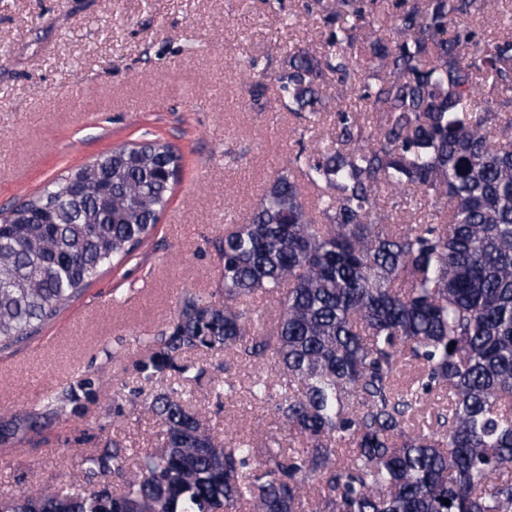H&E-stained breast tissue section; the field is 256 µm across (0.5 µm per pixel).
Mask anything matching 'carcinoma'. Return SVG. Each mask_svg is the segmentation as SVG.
I'll return each mask as SVG.
<instances>
[{
  "mask_svg": "<svg viewBox=\"0 0 512 512\" xmlns=\"http://www.w3.org/2000/svg\"><path fill=\"white\" fill-rule=\"evenodd\" d=\"M379 2L336 0L334 51L293 52L277 81L314 118L326 66L382 123L337 113L328 147L297 156L215 242L222 287L184 298L135 363L147 381L175 376L148 397L161 446L86 448L81 484L0 494V512H512V119L478 106L476 82L512 91V36L482 40L471 0H394L392 29ZM359 38L381 66L362 78L347 55ZM181 164L165 141H132L0 211V351L134 255ZM302 180L319 191L317 219ZM409 190L446 211L392 223L381 193ZM258 294L279 296L263 332ZM195 352L273 359L276 377L256 372L251 393L279 396L298 446L204 428L184 400L204 374ZM98 398L87 373L37 412L1 414L0 444Z\"/></svg>",
  "mask_w": 512,
  "mask_h": 512,
  "instance_id": "carcinoma-1",
  "label": "carcinoma"
}]
</instances>
